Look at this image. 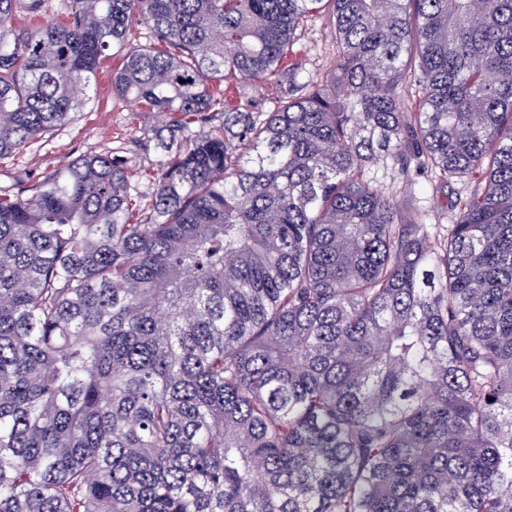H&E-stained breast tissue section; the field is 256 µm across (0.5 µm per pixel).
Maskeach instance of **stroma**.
<instances>
[{"instance_id":"35a3bbf8","label":"stroma","mask_w":512,"mask_h":512,"mask_svg":"<svg viewBox=\"0 0 512 512\" xmlns=\"http://www.w3.org/2000/svg\"><path fill=\"white\" fill-rule=\"evenodd\" d=\"M335 63L336 43L328 14L308 18L298 29L287 60L295 78L284 75L274 81L235 83L225 103L244 112L275 111L281 99L304 94L308 80L328 74ZM117 64L114 58L104 61L88 103L73 120L49 131L40 143L0 158L1 195L15 194L46 170L80 156L107 154L131 160L139 174L136 187L141 200L150 201L148 176L164 155L161 141L168 136L167 119L113 93L111 73ZM368 175L398 201L403 216L423 224L454 223L455 202L465 200L475 189L474 183L444 178L418 169L413 162L403 168L388 158L372 163Z\"/></svg>"}]
</instances>
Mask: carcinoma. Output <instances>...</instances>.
I'll use <instances>...</instances> for the list:
<instances>
[{
    "mask_svg": "<svg viewBox=\"0 0 512 512\" xmlns=\"http://www.w3.org/2000/svg\"><path fill=\"white\" fill-rule=\"evenodd\" d=\"M46 5L0 0V158L112 54L170 131L148 207L105 155L0 195V512H512V0H71L12 29ZM321 12L330 75L224 108ZM407 143L478 181L446 228L366 175ZM70 0H50L44 11L38 14L18 12L11 20L10 25L16 29L33 30L49 24L65 23L68 19Z\"/></svg>",
    "mask_w": 512,
    "mask_h": 512,
    "instance_id": "cac0c4a2",
    "label": "carcinoma"
}]
</instances>
